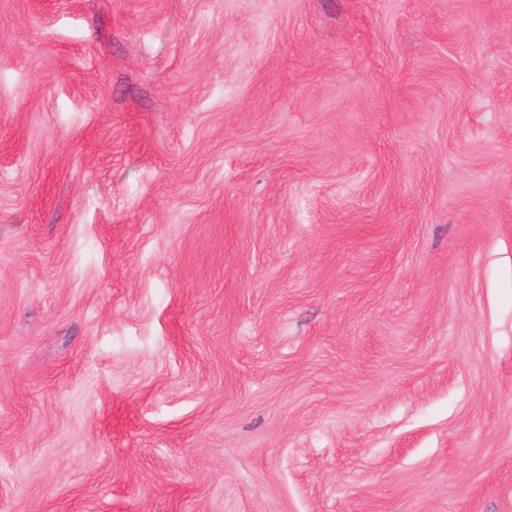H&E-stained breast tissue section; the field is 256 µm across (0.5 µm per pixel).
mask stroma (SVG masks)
Masks as SVG:
<instances>
[{"mask_svg":"<svg viewBox=\"0 0 512 512\" xmlns=\"http://www.w3.org/2000/svg\"><path fill=\"white\" fill-rule=\"evenodd\" d=\"M0 512H512V0H0Z\"/></svg>","mask_w":512,"mask_h":512,"instance_id":"35a3bbf8","label":"stroma"}]
</instances>
